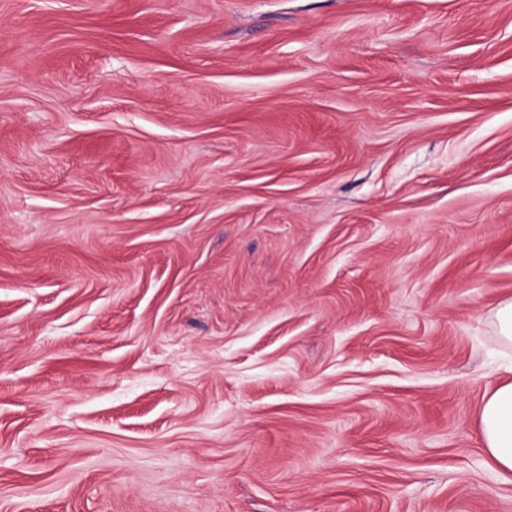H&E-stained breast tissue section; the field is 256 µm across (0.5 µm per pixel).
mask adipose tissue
<instances>
[{
    "label": "adipose tissue",
    "instance_id": "ef3b65f1",
    "mask_svg": "<svg viewBox=\"0 0 512 512\" xmlns=\"http://www.w3.org/2000/svg\"><path fill=\"white\" fill-rule=\"evenodd\" d=\"M479 440L493 470L512 477V378L500 381L483 398L477 412Z\"/></svg>",
    "mask_w": 512,
    "mask_h": 512
}]
</instances>
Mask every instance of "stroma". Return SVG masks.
Instances as JSON below:
<instances>
[{
  "label": "stroma",
  "mask_w": 512,
  "mask_h": 512,
  "mask_svg": "<svg viewBox=\"0 0 512 512\" xmlns=\"http://www.w3.org/2000/svg\"><path fill=\"white\" fill-rule=\"evenodd\" d=\"M512 0H0V512H512ZM489 317L500 346L512 350V298L502 300ZM479 440L493 470L512 477V378L500 381L483 398L477 412Z\"/></svg>",
  "instance_id": "35a3bbf8"
}]
</instances>
